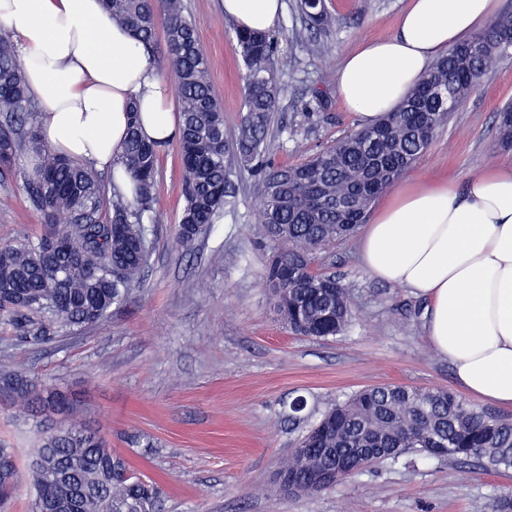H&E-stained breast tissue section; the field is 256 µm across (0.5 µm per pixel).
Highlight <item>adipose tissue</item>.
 <instances>
[{"mask_svg":"<svg viewBox=\"0 0 512 512\" xmlns=\"http://www.w3.org/2000/svg\"><path fill=\"white\" fill-rule=\"evenodd\" d=\"M241 30L272 32L283 0H223ZM496 0H410L396 33L363 42L336 76L347 109L363 125L394 110L434 56L494 15ZM0 30L24 62L40 108L41 136L57 154L113 172L132 196L120 160L129 111L143 134L167 145L179 133L171 86L143 44L102 0H0ZM374 277L427 302L424 331L468 394L512 406V163L451 182L396 188L359 241Z\"/></svg>","mask_w":512,"mask_h":512,"instance_id":"adipose-tissue-1","label":"adipose tissue"}]
</instances>
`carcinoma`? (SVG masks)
Returning <instances> with one entry per match:
<instances>
[{
    "mask_svg": "<svg viewBox=\"0 0 512 512\" xmlns=\"http://www.w3.org/2000/svg\"><path fill=\"white\" fill-rule=\"evenodd\" d=\"M112 18L154 53L155 19L167 18L166 62L183 120L177 147L184 206L175 242L185 251L224 211L235 205L226 158L256 162L254 190L259 222L275 246L266 278L273 308L287 328L315 338L343 334L353 320L347 288L314 271L317 254L356 232L340 224L336 204L359 198L362 211L385 192L430 146L455 105L481 85L491 59L512 49V9L485 30L439 57L402 104L375 126L362 127L309 160L269 166L263 155L281 87L273 65L277 44L261 32L237 30L233 41L243 66V113L234 141L224 135V112L209 76L196 26L182 0H105ZM299 13L312 29L329 32L335 19L325 4L300 0ZM497 147L512 150V106L497 116ZM38 156L23 189L45 217L39 237L0 245V320L23 343L38 344L57 333L93 326L126 304L148 263L151 240L144 224L154 203L159 145L146 141L136 117L121 161L135 181L134 198L108 191L98 173L57 155L42 141L12 41L0 35V177L16 174L20 159ZM321 186L312 197L306 184ZM9 397L18 412L43 415L74 411L68 395L42 397L44 385L23 371L9 373ZM375 437L371 460L409 452L468 460L496 470L512 469V419L491 414L447 390L386 384L359 390L328 408L311 426L280 470L295 476L305 493H322L354 476L320 479L336 452L361 448V435ZM31 512H164L160 487L136 473L95 431L74 422L47 433L30 465ZM17 481L14 451L0 444V502ZM476 512H512V494Z\"/></svg>",
    "mask_w": 512,
    "mask_h": 512,
    "instance_id": "obj_1",
    "label": "carcinoma"
}]
</instances>
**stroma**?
Segmentation results:
<instances>
[{
    "mask_svg": "<svg viewBox=\"0 0 512 512\" xmlns=\"http://www.w3.org/2000/svg\"><path fill=\"white\" fill-rule=\"evenodd\" d=\"M285 8L273 37L282 86L266 159L298 163L359 128L336 93V71L360 42L392 36L407 0H325L336 26L312 34ZM195 21L212 82L224 107L226 137L243 109V64L222 0H183ZM318 37L323 53L302 47ZM326 92L316 110L312 89ZM512 102V52L491 60L478 91L464 99L402 183L453 181L512 152L497 146V113ZM297 129L289 139V129ZM235 207L225 209L192 253L175 245L183 200L176 144L159 154L152 255L131 300L105 320L53 341L29 345L0 321V369L37 376L77 404L113 452L142 477L161 484L167 512H472L512 491V470L411 453L372 465L321 494L286 495L275 482L280 460L332 402L372 385L401 384L458 392L451 365L424 334L427 303L409 289L373 278L356 238L321 250L316 272L350 290L354 319L346 332L315 339L285 329L264 286L272 244L256 219L249 167L230 159ZM0 244L36 237L44 218L29 202L21 176L0 182ZM305 410L291 414L296 397ZM41 426L0 398V442L15 452L20 483L0 512H28V470ZM154 442L153 452L141 439Z\"/></svg>",
    "mask_w": 512,
    "mask_h": 512,
    "instance_id": "35a3bbf8",
    "label": "stroma"
}]
</instances>
